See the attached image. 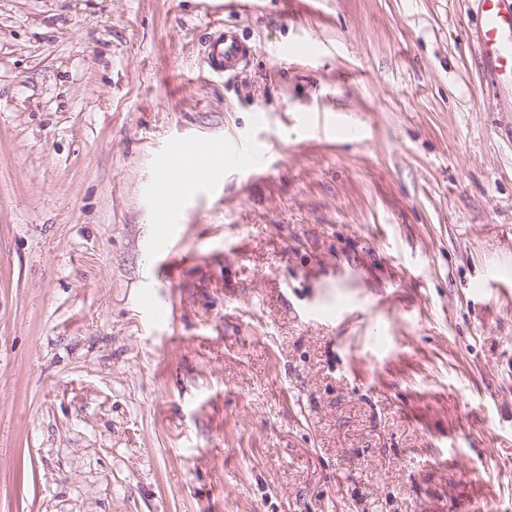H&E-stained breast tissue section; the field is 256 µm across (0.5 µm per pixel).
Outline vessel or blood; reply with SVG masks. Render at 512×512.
I'll use <instances>...</instances> for the list:
<instances>
[{"label": "vessel or blood", "instance_id": "b4317fda", "mask_svg": "<svg viewBox=\"0 0 512 512\" xmlns=\"http://www.w3.org/2000/svg\"><path fill=\"white\" fill-rule=\"evenodd\" d=\"M483 24L478 33L483 56L491 65L494 82L512 81V47L502 40L504 29H512V6L505 0H479ZM245 48L232 29H225L224 37L215 43L210 51V67H220L224 71L234 70L243 59ZM208 154L206 143L196 145L195 159H188L182 142H170L164 152V162L171 167L177 177L194 183L201 181L205 158ZM270 162V153L265 146L253 144L248 150L229 157L228 164L244 176L251 177L265 170Z\"/></svg>", "mask_w": 512, "mask_h": 512}]
</instances>
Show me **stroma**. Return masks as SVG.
<instances>
[{"label": "stroma", "instance_id": "35a3bbf8", "mask_svg": "<svg viewBox=\"0 0 512 512\" xmlns=\"http://www.w3.org/2000/svg\"><path fill=\"white\" fill-rule=\"evenodd\" d=\"M475 0H0V512H512V85ZM252 52L215 74L204 42ZM264 138L153 234L169 141ZM270 162V152L265 146L254 143L248 150L228 158V164L247 178L265 170Z\"/></svg>", "mask_w": 512, "mask_h": 512}]
</instances>
